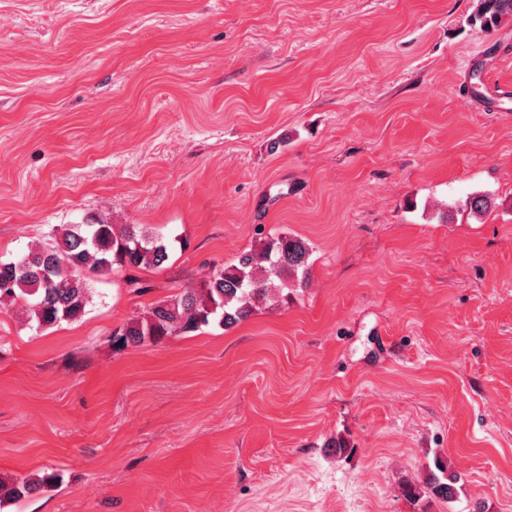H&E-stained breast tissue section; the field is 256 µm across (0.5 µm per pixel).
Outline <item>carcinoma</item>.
Instances as JSON below:
<instances>
[{
	"label": "carcinoma",
	"instance_id": "1",
	"mask_svg": "<svg viewBox=\"0 0 512 512\" xmlns=\"http://www.w3.org/2000/svg\"><path fill=\"white\" fill-rule=\"evenodd\" d=\"M506 16H512V0H478L472 22L488 32ZM170 249L168 240L154 231L120 227L104 218L62 225L47 242L22 256L40 263L47 276L38 278L20 270L17 259L0 261V302L23 301L37 329L73 321L85 313L88 274L160 267L169 259ZM310 252L301 237L270 236L260 249L242 252L236 263L210 269L199 288L152 302L143 316L114 332L116 341L124 345L154 343L195 332L215 320L232 327L249 317L258 300L275 291L305 286ZM455 480L453 476L444 483L435 477L422 489L405 488L403 495L416 500L430 492L449 499ZM51 482L53 477L45 475L9 486L0 484V499L29 497Z\"/></svg>",
	"mask_w": 512,
	"mask_h": 512
}]
</instances>
